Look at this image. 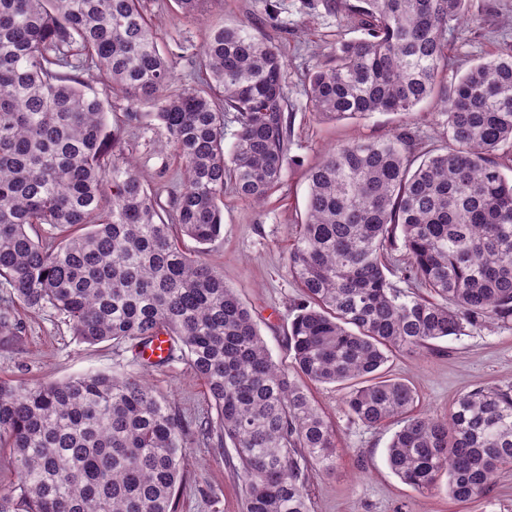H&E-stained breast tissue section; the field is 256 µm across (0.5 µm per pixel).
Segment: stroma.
<instances>
[{
  "mask_svg": "<svg viewBox=\"0 0 512 512\" xmlns=\"http://www.w3.org/2000/svg\"><path fill=\"white\" fill-rule=\"evenodd\" d=\"M166 51L178 57L177 82L188 83L200 72V48L206 28L245 23L271 35L283 51L291 120L289 162L278 190L259 207L245 204L232 190L224 192V230L207 245L203 260L215 265L250 310L275 360L289 361L286 336L291 308L301 294L287 271L288 253L304 215L306 172L332 146L355 139H385L404 123L420 136L422 150L441 152L448 145L440 134L435 104L421 105L411 118L374 113L363 119L333 121L310 112L305 76L323 63L331 42L357 37L354 26L338 25L323 0H207L203 19L174 10L171 0H146ZM472 23L466 40H452V69L464 73L474 62L512 42V0H471ZM88 82L109 112L106 132L119 139L153 189L167 195L178 172V161L165 146L150 107H142L139 122L126 121L127 100L113 92L98 70ZM13 325L0 333V378L30 384L74 377L89 371L120 372L133 367L131 349L109 343L78 342L69 326L52 310L36 314L14 308ZM391 377L412 385L416 410L444 417L457 397L478 387L512 386V327L469 330L437 341L433 351L391 356ZM150 385L169 396L189 419L213 417L203 383L183 361L153 368ZM312 398L336 428V467L309 473L311 512H512V470L500 474L488 497L460 503L446 488L419 494L390 470L386 450L394 424L369 427L348 420L343 389L313 385ZM186 488L178 512H241L242 480L233 477L224 453L201 444L184 450Z\"/></svg>",
  "mask_w": 512,
  "mask_h": 512,
  "instance_id": "1",
  "label": "stroma"
}]
</instances>
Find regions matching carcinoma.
Instances as JSON below:
<instances>
[{"label":"carcinoma","mask_w":512,"mask_h":512,"mask_svg":"<svg viewBox=\"0 0 512 512\" xmlns=\"http://www.w3.org/2000/svg\"><path fill=\"white\" fill-rule=\"evenodd\" d=\"M200 18L206 0H173ZM469 0H325L361 36L332 43L308 73L309 107L329 120L409 116L440 106L443 153H416L407 129L335 146L308 171L288 274L289 367L211 264L181 247L215 242L224 189L264 202L288 163L285 61L246 24L207 29L205 77L176 86L144 0H0V284L51 309L80 342L134 351L169 337L207 389L216 418L191 425L141 370L88 372L31 386L0 380V512H175L193 432L228 448L245 479L243 512H310L306 474L336 467V432L302 380L347 388L346 416L395 423L390 470L420 494L488 495L512 467V392L476 388L446 417L415 414L416 393L384 376L390 354H417L467 329L512 326V44L450 80L447 34ZM97 68L132 111L154 117L184 188L158 200L116 157L104 101L81 78ZM239 129L224 150V116ZM427 290L404 296L392 252Z\"/></svg>","instance_id":"carcinoma-1"}]
</instances>
